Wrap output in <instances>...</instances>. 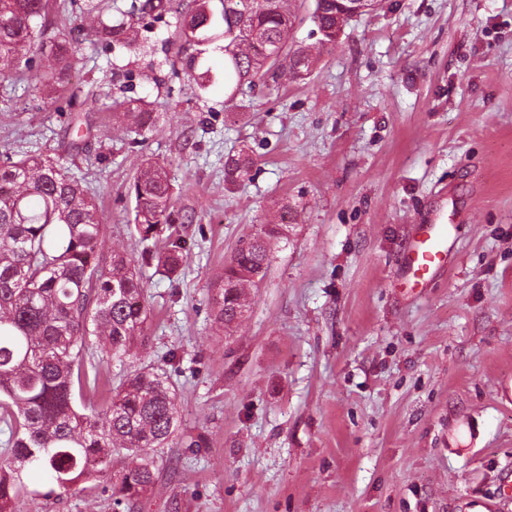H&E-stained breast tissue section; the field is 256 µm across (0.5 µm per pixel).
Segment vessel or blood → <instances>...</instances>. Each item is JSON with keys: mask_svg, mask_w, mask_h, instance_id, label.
<instances>
[{"mask_svg": "<svg viewBox=\"0 0 512 512\" xmlns=\"http://www.w3.org/2000/svg\"><path fill=\"white\" fill-rule=\"evenodd\" d=\"M450 230L446 223L435 221L422 225L407 243L402 276L407 287H424L448 256Z\"/></svg>", "mask_w": 512, "mask_h": 512, "instance_id": "vessel-or-blood-1", "label": "vessel or blood"}]
</instances>
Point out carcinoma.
Instances as JSON below:
<instances>
[{
	"label": "carcinoma",
	"instance_id": "carcinoma-1",
	"mask_svg": "<svg viewBox=\"0 0 512 512\" xmlns=\"http://www.w3.org/2000/svg\"><path fill=\"white\" fill-rule=\"evenodd\" d=\"M347 0H313L310 19L320 43L335 45L351 21ZM51 0H0V76L33 68L22 55L49 42V70L37 77L36 92L67 94L73 112L96 110V96L72 82L69 35L45 40ZM164 0H132L127 12L95 35L123 49L165 21ZM173 18L179 38L189 47L224 41L227 102L246 97L257 82L280 78V67L293 79H305L316 60L288 44L296 18L288 0H180ZM133 144L153 130L160 113L142 98L118 103ZM254 161L244 144L224 161V183L234 186L250 176ZM128 194L135 201V229L141 242L162 240L177 221L192 214L176 208L174 185L166 166L146 158ZM288 225L268 224L241 246L213 285L211 316L230 332L247 313L239 285L262 279L272 242L286 237ZM105 224L81 179L49 156H9L0 161V419L7 428L0 459V512H16L20 501L40 512L47 492L27 482L28 471H47L61 492L94 495L101 466L121 462L113 471L114 512H134L156 483L165 448L180 430L178 389L165 365L127 374L109 402L91 398L97 378L86 358L110 362L131 355L143 335L147 308L139 267L152 263L177 273L184 254L174 244L161 251L143 248L136 260L114 251L103 260L98 245Z\"/></svg>",
	"mask_w": 512,
	"mask_h": 512
}]
</instances>
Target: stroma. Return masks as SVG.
Listing matches in <instances>:
<instances>
[{"label":"stroma","instance_id":"35a3bbf8","mask_svg":"<svg viewBox=\"0 0 512 512\" xmlns=\"http://www.w3.org/2000/svg\"><path fill=\"white\" fill-rule=\"evenodd\" d=\"M290 39L319 59L226 104L221 42L174 74L173 28L131 50L92 37L75 70L102 111L83 152L68 149L63 99L30 75L0 77V156L59 159L88 186L107 226L101 253L139 256L128 183L165 162L177 275L142 270L149 320L121 379L178 349L184 430L209 447L165 454L136 512H512V0H382L335 46L295 0ZM153 102L140 146L112 107ZM249 145V180L224 184V158ZM265 277L231 337L211 287L237 248L279 220ZM444 215L448 263L422 293L401 281L417 225ZM42 512H112L109 495L52 493Z\"/></svg>","mask_w":512,"mask_h":512}]
</instances>
